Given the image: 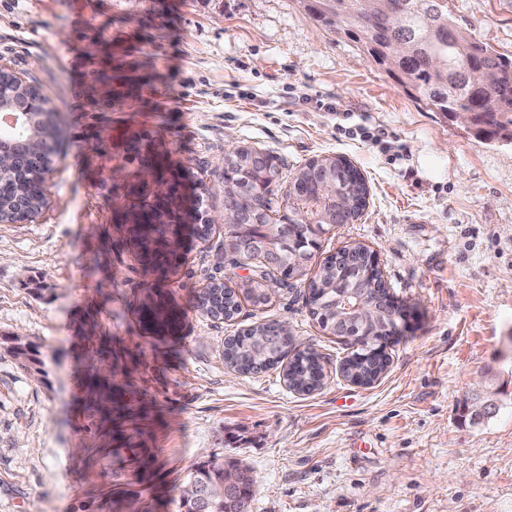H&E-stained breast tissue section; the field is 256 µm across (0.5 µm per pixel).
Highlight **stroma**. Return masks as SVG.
Returning <instances> with one entry per match:
<instances>
[{"label": "stroma", "instance_id": "obj_1", "mask_svg": "<svg viewBox=\"0 0 512 512\" xmlns=\"http://www.w3.org/2000/svg\"><path fill=\"white\" fill-rule=\"evenodd\" d=\"M448 11L512 59V0ZM0 64L60 127L41 212L0 223V512H180L213 458L251 469L250 512H512V142L420 108L305 0H0ZM231 137L276 157L279 192L336 157L369 199L321 237L303 278L216 320L198 290L240 292L255 271L225 251L212 189ZM147 163L212 224L166 270L143 263L129 229L153 199ZM356 244L406 313L369 386L344 379L352 346L306 302L324 259ZM157 292L179 334L141 323ZM269 320L323 357L320 389H289L280 365L227 368L225 339ZM487 370L501 406L473 425L463 397Z\"/></svg>", "mask_w": 512, "mask_h": 512}]
</instances>
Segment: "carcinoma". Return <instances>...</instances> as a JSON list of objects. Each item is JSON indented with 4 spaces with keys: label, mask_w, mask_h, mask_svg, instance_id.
Returning <instances> with one entry per match:
<instances>
[{
    "label": "carcinoma",
    "mask_w": 512,
    "mask_h": 512,
    "mask_svg": "<svg viewBox=\"0 0 512 512\" xmlns=\"http://www.w3.org/2000/svg\"><path fill=\"white\" fill-rule=\"evenodd\" d=\"M401 16L373 20L365 13V0H318L316 16L329 27L343 32L361 44L373 61L386 72L427 112L444 115L456 109H471L475 98L465 78L472 63H478L490 73L483 94L499 99L494 124L512 127V60L499 54L491 45L471 35L448 13V0H402ZM404 41L409 50L398 59L394 55L397 43ZM327 171L336 190L353 196H364L367 190L360 173L347 162L328 158ZM307 178L306 167L298 169L293 180V193L286 196L288 211H301L325 224L335 220L332 203L320 199L313 184L302 186ZM248 183L257 196L256 203L266 213L277 211L280 201L272 181L261 171L244 164L224 165V209L237 204L236 185ZM11 190L32 196H44L39 179L18 181ZM292 252L274 267L286 280L303 275L305 264H294V252L312 255L319 244H311L298 229L288 232ZM357 272L332 255L321 265L310 289L309 304L318 309L317 317L325 329H331L339 316L337 298L354 287ZM276 322H262L224 341V364L239 373L258 372L252 357L261 339L274 334ZM386 364L352 351L341 364L345 379L359 380L365 374L377 375ZM284 378L288 387L299 393H310L323 385L325 378L322 357L314 350L296 353L290 359ZM224 480V463L215 459L198 466L190 483L196 486H217Z\"/></svg>",
    "instance_id": "carcinoma-1"
}]
</instances>
